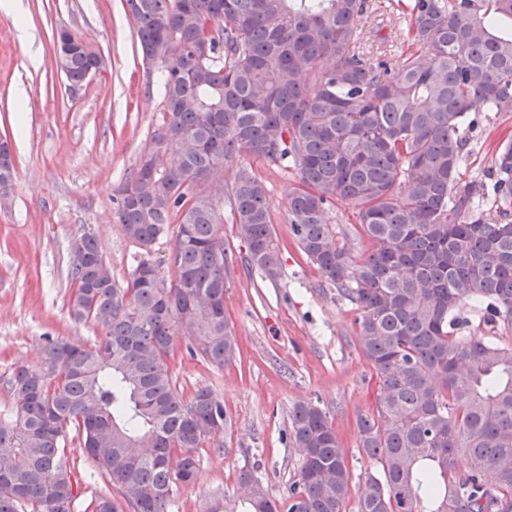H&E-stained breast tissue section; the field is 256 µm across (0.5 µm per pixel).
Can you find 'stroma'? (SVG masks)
Returning a JSON list of instances; mask_svg holds the SVG:
<instances>
[{
    "mask_svg": "<svg viewBox=\"0 0 512 512\" xmlns=\"http://www.w3.org/2000/svg\"><path fill=\"white\" fill-rule=\"evenodd\" d=\"M371 24L363 39L375 54L399 61L411 51L409 17L396 0H369ZM17 17L0 13V137L12 145L17 172L11 199L0 206V422L12 416L4 380L17 366L36 365L42 336L93 344L95 326L69 313L68 270L74 242L96 237L116 280L140 255L116 215L119 191L134 171L162 117L158 72H147L123 0H16ZM83 35L104 60L91 81L69 88L57 68L53 35ZM477 126L462 169L484 179L498 147L512 140V114L476 112ZM264 182L282 249V274L269 282L235 267L224 309L238 337L235 361L218 368L190 358L176 341L170 373L184 395L207 387L224 402L228 427L195 454L196 480L179 486L172 512H244L242 471H253L272 496L297 480L300 457L285 434L292 406L308 402L332 421L351 468L349 503L376 465L359 450L357 415L372 410L377 379L358 342L353 305L343 298L292 239L286 223L291 172L254 164ZM339 241L354 258L371 249L352 207L330 214ZM75 461L84 512L109 488L78 441Z\"/></svg>",
    "mask_w": 512,
    "mask_h": 512,
    "instance_id": "stroma-1",
    "label": "stroma"
}]
</instances>
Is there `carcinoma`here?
Wrapping results in <instances>:
<instances>
[{"instance_id": "obj_1", "label": "carcinoma", "mask_w": 512, "mask_h": 512, "mask_svg": "<svg viewBox=\"0 0 512 512\" xmlns=\"http://www.w3.org/2000/svg\"><path fill=\"white\" fill-rule=\"evenodd\" d=\"M142 57L164 55L162 122L117 199L141 248L118 283L99 241L80 238L69 312L100 331L91 346L48 337L35 368L5 381L14 419L0 423V512H72L80 495L69 437L117 497L91 512H168L197 472L196 448L224 433V402L184 399L168 360L178 337L222 367L237 339L224 315L235 260L271 282L280 242L252 162L292 171L286 220L310 263L355 306L377 378L359 447L375 462L354 512H512V343L463 333L467 302L512 326V142L486 180L463 179L475 104L512 113V0H410L420 50L399 64L366 49L368 0H124ZM94 48L59 64L85 80ZM240 160L231 215L245 244L224 242L221 212L198 189ZM16 161L0 151V189ZM404 190H395L396 184ZM356 209L372 249L354 260L330 224ZM177 225L170 264L150 255ZM288 447L299 478L275 498L250 471L246 512H346L351 472L328 413L298 403ZM469 469L456 472L458 458Z\"/></svg>"}]
</instances>
